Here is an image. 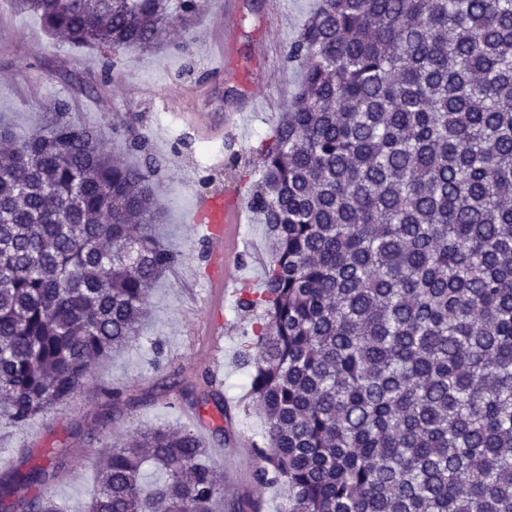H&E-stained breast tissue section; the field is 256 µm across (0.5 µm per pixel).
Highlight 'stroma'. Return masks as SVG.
<instances>
[{
	"label": "stroma",
	"mask_w": 512,
	"mask_h": 512,
	"mask_svg": "<svg viewBox=\"0 0 512 512\" xmlns=\"http://www.w3.org/2000/svg\"><path fill=\"white\" fill-rule=\"evenodd\" d=\"M220 0H208L190 34L167 28L153 50H129L116 63L103 54L59 42L40 20L0 7V118L16 135L46 126L56 100L68 104L69 120L101 130L104 149H111L113 127H132L148 139L163 165L155 186L162 222L158 233L178 256L153 288L138 337L102 368L47 420L25 429H0V478L26 469L45 456L62 467L44 486L64 502L68 512H85L92 480L89 463L99 446L98 431L113 441L161 424L187 425L205 418L223 426L221 436L203 431L209 463L224 473V495L258 503L260 512H279L285 489L254 481L257 467L252 443L263 433V421L244 407L250 369L245 349L247 320L233 310V298L210 287L213 270L210 242L202 225L192 223L198 198L224 190V162L231 150L258 146L279 114L262 108L268 88L251 57L254 41L266 42L283 64L282 84L296 92L297 64L287 61L295 40L319 0H278V19L264 20L267 0H244L233 69L210 68L213 32ZM208 112V129L193 133L182 117L183 104ZM252 110L242 129L230 127L243 104ZM242 237L253 248L242 258L244 276L259 287L263 260L270 255L265 227L248 215ZM223 329L213 345L211 326ZM185 385L203 389L205 379L224 396L223 410L192 400L167 405L161 386L172 372ZM120 390L128 403L113 411L108 393Z\"/></svg>",
	"instance_id": "stroma-1"
}]
</instances>
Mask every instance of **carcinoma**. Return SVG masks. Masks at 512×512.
Returning <instances> with one entry per match:
<instances>
[{
    "mask_svg": "<svg viewBox=\"0 0 512 512\" xmlns=\"http://www.w3.org/2000/svg\"><path fill=\"white\" fill-rule=\"evenodd\" d=\"M74 46L148 51L202 0H8ZM296 102L241 161L273 253L251 316L255 479L281 512H512V0H320ZM0 161V423L44 419L128 346L158 279L162 162L59 114ZM197 427L104 444L91 512H259L224 500ZM165 477L143 481L144 463ZM54 458L0 512H67Z\"/></svg>",
    "mask_w": 512,
    "mask_h": 512,
    "instance_id": "carcinoma-1",
    "label": "carcinoma"
}]
</instances>
